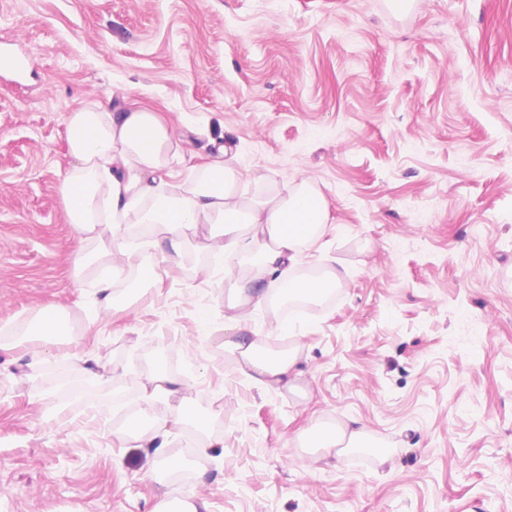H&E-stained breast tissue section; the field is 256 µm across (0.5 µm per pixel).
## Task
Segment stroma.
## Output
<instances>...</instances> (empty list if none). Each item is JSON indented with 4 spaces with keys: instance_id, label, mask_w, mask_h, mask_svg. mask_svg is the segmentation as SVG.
Instances as JSON below:
<instances>
[{
    "instance_id": "obj_1",
    "label": "stroma",
    "mask_w": 512,
    "mask_h": 512,
    "mask_svg": "<svg viewBox=\"0 0 512 512\" xmlns=\"http://www.w3.org/2000/svg\"><path fill=\"white\" fill-rule=\"evenodd\" d=\"M0 49L28 63L0 70V512H512V0H0ZM132 101L181 177L218 137L247 196L322 193L301 261L340 283L290 319L298 389L225 350L208 251L109 313L76 267L65 119ZM56 306L69 335H26ZM160 358L206 422L162 458L112 396ZM336 426L365 438L309 447Z\"/></svg>"
}]
</instances>
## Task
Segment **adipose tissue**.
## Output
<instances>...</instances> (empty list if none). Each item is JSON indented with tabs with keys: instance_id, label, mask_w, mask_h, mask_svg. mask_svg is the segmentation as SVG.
Returning a JSON list of instances; mask_svg holds the SVG:
<instances>
[{
	"instance_id": "1",
	"label": "adipose tissue",
	"mask_w": 512,
	"mask_h": 512,
	"mask_svg": "<svg viewBox=\"0 0 512 512\" xmlns=\"http://www.w3.org/2000/svg\"><path fill=\"white\" fill-rule=\"evenodd\" d=\"M66 128L75 164L61 190L73 229L85 245L78 264L104 262L98 284L101 307L108 311L121 303L110 282L123 271L126 251L120 221L128 212H135L137 223L150 226L155 243L163 248V260L172 263L181 262L191 235L206 226L205 249L227 261L251 252L263 277L257 286L234 272L226 274L231 327L239 332L228 341V350L257 384L287 386L297 373L296 355H264L258 342L241 336L240 329L251 305L275 301L291 291L315 296L338 286L339 278L332 273L321 279H302L294 273L303 248L315 243L328 223L320 191L303 180L283 195L245 199L238 191L236 159L220 145L199 174L177 191L163 193L162 177L179 160L173 134L158 113L136 103L112 112L80 109L67 117ZM186 390L183 380L166 370L156 371L143 389L141 419L129 427V435L164 456L171 429L196 418L183 404L173 412L162 409Z\"/></svg>"
}]
</instances>
